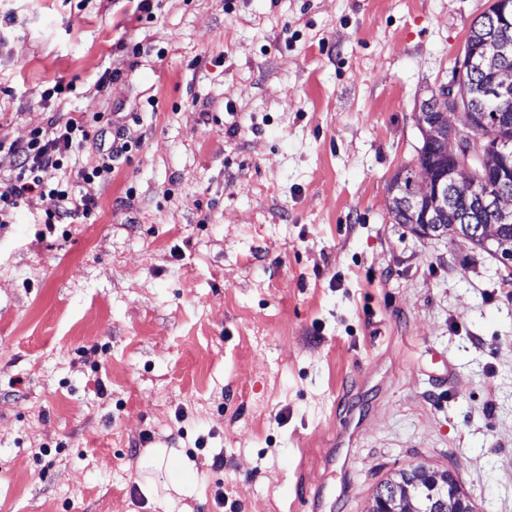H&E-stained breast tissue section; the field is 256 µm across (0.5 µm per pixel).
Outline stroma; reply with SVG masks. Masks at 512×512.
I'll return each mask as SVG.
<instances>
[{"mask_svg":"<svg viewBox=\"0 0 512 512\" xmlns=\"http://www.w3.org/2000/svg\"><path fill=\"white\" fill-rule=\"evenodd\" d=\"M491 2L0 0V132L131 147L65 160L90 218L0 224V512H154L135 447L195 462L169 512H369L418 464L512 512V273L390 213ZM116 138L118 140H121L119 136H113L112 145L106 150V153L102 156V162L94 167L91 172L83 171L81 172V177L85 181L92 182L96 178H104L105 176L112 173V161L114 157L118 155H122L124 153H129L131 150V147L127 143H123L122 145L114 146V143L116 141Z\"/></svg>","mask_w":512,"mask_h":512,"instance_id":"stroma-1","label":"stroma"}]
</instances>
